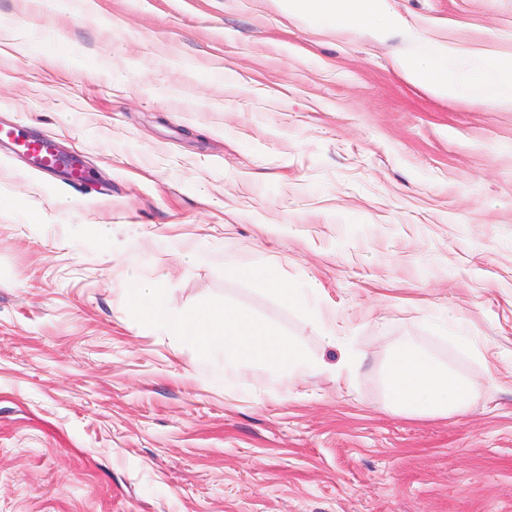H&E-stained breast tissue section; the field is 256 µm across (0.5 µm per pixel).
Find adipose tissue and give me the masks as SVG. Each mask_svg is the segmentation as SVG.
Listing matches in <instances>:
<instances>
[{"instance_id":"obj_1","label":"adipose tissue","mask_w":512,"mask_h":512,"mask_svg":"<svg viewBox=\"0 0 512 512\" xmlns=\"http://www.w3.org/2000/svg\"><path fill=\"white\" fill-rule=\"evenodd\" d=\"M289 15L311 25L356 32L385 31L396 20L385 0H285ZM456 48L435 40L414 39L397 66L406 80L439 97H466L492 109L512 110V59L483 60L461 72L453 67ZM128 305L146 323L179 344L195 350L213 379L231 382L255 356L266 357L277 382L314 370V362L274 329L249 313L228 304L203 302L190 309L169 305L163 288L154 281L131 277L125 290ZM391 404L413 415L445 417L465 411L471 384L451 375L425 354L407 349L387 370Z\"/></svg>"}]
</instances>
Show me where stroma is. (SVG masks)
I'll use <instances>...</instances> for the list:
<instances>
[{
  "instance_id": "1",
  "label": "stroma",
  "mask_w": 512,
  "mask_h": 512,
  "mask_svg": "<svg viewBox=\"0 0 512 512\" xmlns=\"http://www.w3.org/2000/svg\"><path fill=\"white\" fill-rule=\"evenodd\" d=\"M96 2L0 0V120L87 178L0 148V512H512V112L394 64L413 35L512 58V0H385L380 38L283 0ZM240 261L315 289L322 320ZM134 275L251 311L318 371L284 387L258 356L213 382L130 311ZM408 347L474 403L391 408Z\"/></svg>"
}]
</instances>
